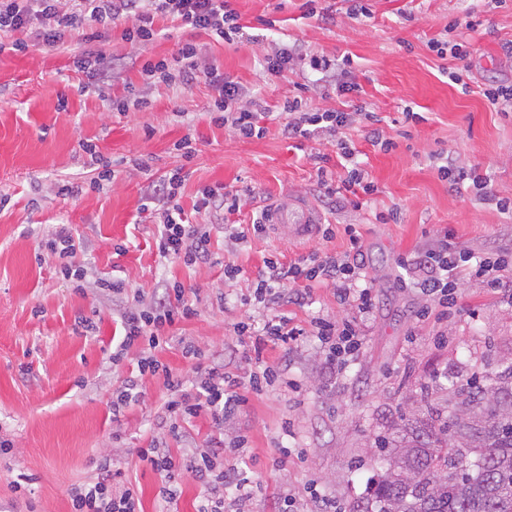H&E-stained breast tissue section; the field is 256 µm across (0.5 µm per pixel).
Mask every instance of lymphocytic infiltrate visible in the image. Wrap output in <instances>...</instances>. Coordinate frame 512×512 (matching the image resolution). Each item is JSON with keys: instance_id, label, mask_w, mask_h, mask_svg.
<instances>
[{"instance_id": "1", "label": "lymphocytic infiltrate", "mask_w": 512, "mask_h": 512, "mask_svg": "<svg viewBox=\"0 0 512 512\" xmlns=\"http://www.w3.org/2000/svg\"><path fill=\"white\" fill-rule=\"evenodd\" d=\"M160 17L226 42L234 41L244 29L229 0H0V52L7 49L27 51L28 44L21 40L20 35L29 30L34 31L39 43L54 49L62 45L71 33L81 32L84 40L91 42L99 40L102 29L117 24L123 25L125 40L145 47L155 40L158 34L155 23ZM310 67L317 78L306 84V91L321 94L331 88L341 95L359 94V84L332 60L315 56L310 60ZM140 74L147 84L157 79L165 82L176 80L187 86L206 82L219 92L215 102L219 112L218 123L230 126L243 139L259 138L266 132L257 111L243 104L237 83L225 77L219 65L204 60L196 44H182L170 60H145ZM281 115L284 136L292 139H306L315 134L333 136L337 149L346 159L352 158L353 151L344 140L343 132L355 126L366 128L373 144L383 150L389 151L396 146L394 139L387 137L381 128V119L374 112L322 110L314 107L311 101L296 98L284 103ZM184 179L183 168L166 173L157 183L151 184L140 210L145 213L154 206L162 216L156 238L159 255L192 262L197 254L206 253L210 239L208 232L202 231L200 226L186 223L183 217L179 191ZM344 233L350 242V249L344 254L321 256L313 253L288 265L274 257L266 259L267 271L254 284L255 301L268 303L278 300L280 288L290 284L295 285L296 296L302 300L308 297L314 284H332L341 296L353 298L360 313H369L372 291L360 285L366 277L360 233L352 224L345 225ZM467 260V255L455 250L443 238L422 255L405 260L403 267L409 286L437 299L444 306L458 286L457 271ZM194 314V307L185 300L184 290L177 283L167 285L162 298L154 305L123 314L124 337L113 352L112 360L120 362L124 354L138 349V375L127 379L123 388L113 396V413H120L127 405L139 400V378L157 376L163 378L170 393L165 410L171 433H178L181 423L190 422L205 410L217 421L237 412L243 402L237 380L218 368L209 367L205 369L195 393L187 395L183 392L182 379L174 376L154 355L155 349L164 341L165 328ZM311 333L324 349L327 368L338 374L345 371L362 345L361 327L353 320L332 322L318 319L312 321ZM255 334L253 353L257 369L250 375L248 385L250 389L259 391L277 378L276 370L265 365L263 360L266 343L296 341L302 330L291 326L287 317L276 316L267 320ZM136 455L140 462L160 474L159 496L166 505H174L178 499L182 468L169 449L153 443L137 449ZM190 469L205 489L198 512H234L235 501L224 496L227 487H235L244 497L251 493L250 481L242 472L218 470L209 455L195 458ZM98 470L96 482L72 488L71 512H141L137 492L129 487L122 470L113 467L111 459L101 460Z\"/></svg>"}]
</instances>
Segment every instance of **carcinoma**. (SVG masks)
I'll list each match as a JSON object with an SVG mask.
<instances>
[{"label":"carcinoma","mask_w":512,"mask_h":512,"mask_svg":"<svg viewBox=\"0 0 512 512\" xmlns=\"http://www.w3.org/2000/svg\"><path fill=\"white\" fill-rule=\"evenodd\" d=\"M439 389L447 415L375 437L382 472L351 512H512V364L494 386Z\"/></svg>","instance_id":"1"}]
</instances>
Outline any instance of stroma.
I'll return each mask as SVG.
<instances>
[{"label": "stroma", "mask_w": 512, "mask_h": 512, "mask_svg": "<svg viewBox=\"0 0 512 512\" xmlns=\"http://www.w3.org/2000/svg\"><path fill=\"white\" fill-rule=\"evenodd\" d=\"M305 2L230 0L248 26L244 38L230 43L161 19V36L140 49L117 27L91 43L69 38L50 51L33 41L25 53L0 54V432L15 444L14 455L0 457V512H69V490L94 481L106 456L125 470L143 512H161V477L139 461L137 449L163 438L179 458L187 447L206 449L219 434L225 468L245 471L254 488L244 512H282L287 499L293 512H311L315 492L348 512L377 475L375 435L392 433L401 416H412L422 389L441 402L438 386L445 376L482 381L512 363V267L492 288L475 265L476 259L512 252V213L494 204L512 199V109L491 105L481 94L489 83L512 82V55L503 48L512 41V0H365V17L352 15L350 0H319L328 11L323 18L309 16ZM467 11L479 19L478 29L445 33L448 22ZM433 38L464 43L470 54L463 61L437 57L427 46ZM186 42L200 44L204 56L237 83L244 102L265 112L262 138L243 140L212 123L218 97L213 86L144 87L143 61L173 57ZM288 47L298 54L284 76L268 75L264 57ZM90 51L118 62L122 80L86 89L87 78L73 59ZM322 55L349 58L350 74L363 91L352 99L332 90L314 106L379 113L397 143L384 152L365 129L349 130L356 160L377 186L359 208L325 197L316 185L309 154L328 155L329 184L345 175L335 138L321 135L299 147L271 118L299 96V83L312 74L310 57ZM463 66L470 75L466 93L448 78ZM132 91L147 98L148 107L117 111L116 102ZM407 108L424 115V122H405ZM187 134L196 149L189 161L174 148ZM87 142L120 161L115 181L91 187L97 166L83 149ZM437 152L480 165L489 200L439 179L430 159ZM143 162L151 175L140 171ZM180 166L188 171L180 204L190 223L207 224L210 232L207 259L192 264L161 258L158 220L138 210L151 178ZM61 184L70 186L69 194H58ZM216 185L243 200L233 222L250 224L264 204L299 196L334 234L282 241L265 232L234 243L224 234L227 219L209 221L195 211L199 190ZM392 210L397 220L380 221ZM62 224L79 245L75 264L88 271L81 288L58 272L56 257L44 246ZM348 224L361 233L374 301L362 348L345 372L329 373L318 339L308 335L265 346L263 358L278 371L279 382L246 392V404L223 425L203 414L185 426L184 437L168 435L161 426L168 392L159 377L144 379L139 401L113 414L112 393L136 370L138 353L112 364L124 330L118 305L99 281L125 280L146 302L161 296L164 284L178 282L197 313L169 328L155 357L182 378L185 389H194L197 368L180 345L190 338L210 364L245 381L255 363L252 339L238 334L239 323L258 330L282 314L306 328L317 318H357L354 304L340 301L330 284L316 286L296 305L245 302L265 258L289 263L314 252L343 253ZM443 235L474 260L459 270L448 315L422 319L418 313L430 300L402 287L406 273L399 260ZM228 265L242 270L230 282L224 278ZM242 437L247 446L235 451ZM24 477L33 489L26 503L13 492Z\"/></svg>", "instance_id": "35a3bbf8"}]
</instances>
